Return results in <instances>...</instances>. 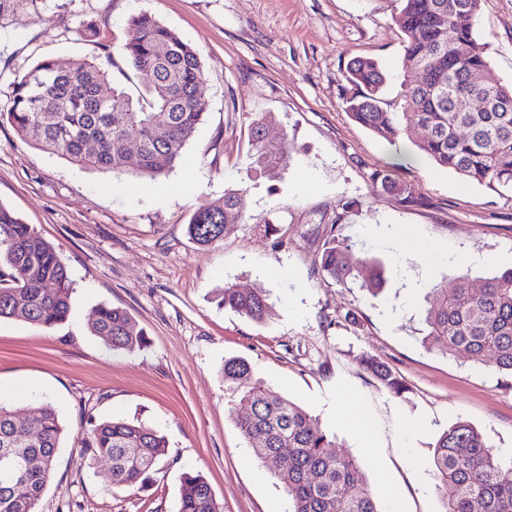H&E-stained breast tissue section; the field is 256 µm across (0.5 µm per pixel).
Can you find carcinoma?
I'll return each mask as SVG.
<instances>
[{"mask_svg": "<svg viewBox=\"0 0 512 512\" xmlns=\"http://www.w3.org/2000/svg\"><path fill=\"white\" fill-rule=\"evenodd\" d=\"M394 21L404 34L407 67L420 79L405 83L394 107L382 98L385 84L378 64L355 58L347 66L345 97L352 120L393 142L406 137L426 157L461 179L500 194L512 193V82L493 70L478 42L484 0H394ZM136 36L124 55L140 80L134 97L115 84L95 56L75 70L44 58L13 82L12 106L1 119L24 140L80 168L108 169L134 179H155L182 157L206 111L195 96L203 80L198 50L148 13L134 15ZM274 116H249V143L257 167L269 174L282 169L291 150L288 137L266 139ZM139 143L136 159L127 145ZM386 189L407 199V188L391 174L373 173ZM246 206L241 189L201 207L188 224L191 239L211 246L234 228ZM341 204L325 233L318 256L323 276L344 288L371 293L382 289L381 262L357 253L336 235L353 211ZM72 282L56 248L0 204V319L21 317L51 329L69 316ZM220 304L255 322L268 317L262 288L242 290L227 284ZM424 343L445 355L464 353L494 370L512 375V269L475 286L465 275L431 289ZM92 335L114 350L132 352L147 344L146 332L125 310L99 306ZM390 392L401 381L384 364L364 361ZM224 384L241 395L246 411L237 425L256 458L277 468L292 512H380L359 463L336 452L335 438L295 402L254 378L242 358L224 360ZM83 455L109 468L110 484L132 489L150 481L164 455L165 437L142 423L112 419L90 422ZM63 427L47 402L28 423L0 403V456L14 458L8 477L0 473V512H37L55 467ZM434 478L450 489L443 512H512V457L495 452L484 435L466 421L448 427L434 444ZM178 512H220L199 472L182 475Z\"/></svg>", "mask_w": 512, "mask_h": 512, "instance_id": "cac0c4a2", "label": "carcinoma"}]
</instances>
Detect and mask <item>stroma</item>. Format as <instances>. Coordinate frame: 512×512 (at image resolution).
I'll use <instances>...</instances> for the list:
<instances>
[{
    "instance_id": "1",
    "label": "stroma",
    "mask_w": 512,
    "mask_h": 512,
    "mask_svg": "<svg viewBox=\"0 0 512 512\" xmlns=\"http://www.w3.org/2000/svg\"><path fill=\"white\" fill-rule=\"evenodd\" d=\"M147 12L194 45L203 63L206 114L184 158L139 180L82 169L0 124V203L52 243L73 283L64 324L46 330L0 321V385L34 381L65 428L38 512H178L183 472H202L221 512H288L273 473L252 459L224 384L225 359L246 358L256 377L305 408L354 455L380 512H441L449 490L431 475L437 438L456 421L512 454V377L428 348L420 331L431 288L512 267V198L435 166L409 140L394 143L353 121L343 77L356 56L375 59L396 100L409 73L393 0H19L0 16V112L12 83L39 60L79 67L97 56L129 93L140 83L122 49L131 16ZM95 28V41L83 38ZM495 72L512 80V0H485L478 26ZM270 112L273 135L293 149L272 178L255 170L247 115ZM389 171L412 191L403 202L373 180ZM246 193L233 233L202 247L194 213ZM355 211L336 232L380 260L379 294L323 282L315 259L338 204ZM262 286L261 323L224 309L225 283ZM101 304L126 309L147 334L134 352L92 336ZM385 363L395 395L360 361ZM362 406L378 435L365 439L347 412ZM141 420L167 448L152 481L108 490L107 467H88L91 421ZM400 503H393L392 494Z\"/></svg>"
}]
</instances>
